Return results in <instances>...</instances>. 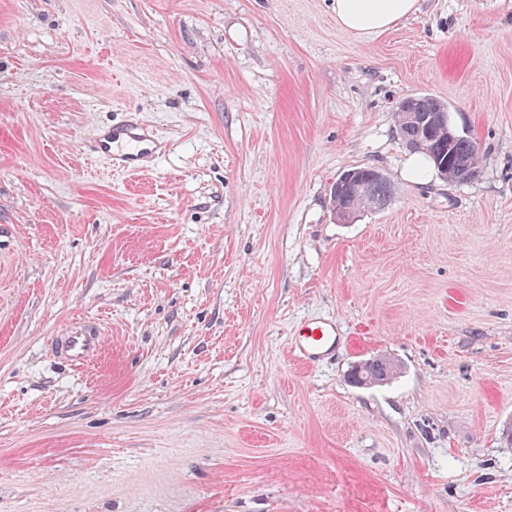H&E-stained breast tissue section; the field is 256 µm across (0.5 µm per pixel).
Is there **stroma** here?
Returning a JSON list of instances; mask_svg holds the SVG:
<instances>
[{"label":"stroma","mask_w":512,"mask_h":512,"mask_svg":"<svg viewBox=\"0 0 512 512\" xmlns=\"http://www.w3.org/2000/svg\"><path fill=\"white\" fill-rule=\"evenodd\" d=\"M328 3L0 0V512H512V0L370 37ZM419 94L474 179L408 175ZM133 114L138 174L94 149ZM356 166L395 193L343 220ZM406 112H421L423 115L432 118L437 117L440 114L439 112H442L443 115L439 116L438 121L429 119L427 116H414L413 120L417 126L424 129L428 128L433 121H437L439 127L442 128L444 133L448 136V139L435 136L429 143V150L421 151L428 149L426 141L423 139L409 140L418 138L421 133L417 126L407 122ZM448 114L447 107L441 101L430 95L406 97L397 108V133L400 139H408V141L405 142V146L410 151L424 154L428 158L432 169L437 171L444 179L451 182L468 181L479 173V151L474 142L461 134L460 139L451 146H448L457 137L458 133L453 128ZM464 169L468 170V179H465L462 174ZM352 169V170H350ZM344 171V173L340 176V178L336 181L334 188H333V194L336 193V195H339L340 191L342 190L343 186L348 185L349 183L357 182V186L361 183L359 182V177L362 180L369 181L371 183V188L374 194L381 197H389L393 196L394 194V188L391 185V183L385 178L378 179L375 177L373 171L377 170L374 167L370 166H363V167H353ZM360 170L359 177H357L356 172ZM353 191V186L346 187L342 194H340L337 198L334 197L333 203L334 206L341 209L342 207L348 205L350 203L349 200V194ZM340 341L336 323L329 318L316 317L297 327L291 339V349L300 360L316 363L333 355ZM54 341L61 354L71 362L80 363L99 350L102 345V333L94 326H74ZM398 370V365L392 359L383 357L368 360L355 365L350 373L352 383L360 385V381L368 380L370 383L379 380L392 379Z\"/></svg>","instance_id":"obj_1"}]
</instances>
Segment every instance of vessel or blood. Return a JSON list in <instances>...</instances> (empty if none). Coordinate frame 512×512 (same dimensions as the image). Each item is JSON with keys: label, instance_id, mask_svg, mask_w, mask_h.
Wrapping results in <instances>:
<instances>
[{"label": "vessel or blood", "instance_id": "1", "mask_svg": "<svg viewBox=\"0 0 512 512\" xmlns=\"http://www.w3.org/2000/svg\"><path fill=\"white\" fill-rule=\"evenodd\" d=\"M158 148L157 139L142 124H120L110 128L99 135L97 144L98 153L109 157L114 166L131 173L143 171ZM340 341L335 322L316 317L297 327L291 339V348L300 360L316 363L333 355ZM55 342L61 354L72 362L80 363L99 350L102 333L94 326H75L56 337Z\"/></svg>", "mask_w": 512, "mask_h": 512}]
</instances>
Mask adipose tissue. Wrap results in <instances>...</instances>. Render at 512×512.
Segmentation results:
<instances>
[{
	"mask_svg": "<svg viewBox=\"0 0 512 512\" xmlns=\"http://www.w3.org/2000/svg\"><path fill=\"white\" fill-rule=\"evenodd\" d=\"M340 27L363 36L382 33L418 9V0H330Z\"/></svg>",
	"mask_w": 512,
	"mask_h": 512,
	"instance_id": "ef3b65f1",
	"label": "adipose tissue"
}]
</instances>
